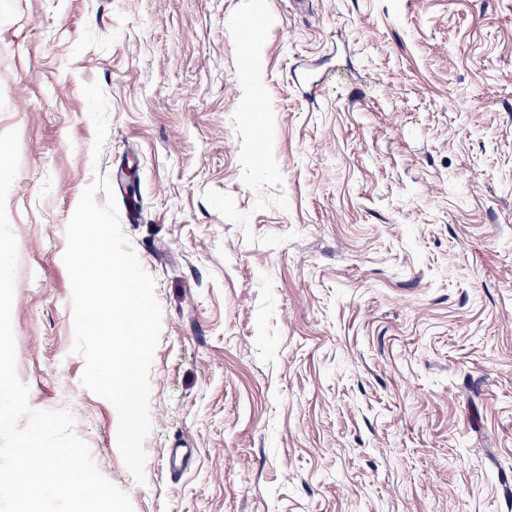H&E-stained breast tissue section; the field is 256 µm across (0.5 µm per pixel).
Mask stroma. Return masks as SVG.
Segmentation results:
<instances>
[{"label":"stroma","instance_id":"obj_1","mask_svg":"<svg viewBox=\"0 0 512 512\" xmlns=\"http://www.w3.org/2000/svg\"><path fill=\"white\" fill-rule=\"evenodd\" d=\"M11 130L17 373L133 512H512V0H0ZM98 178L162 308L142 485L72 351Z\"/></svg>","mask_w":512,"mask_h":512}]
</instances>
